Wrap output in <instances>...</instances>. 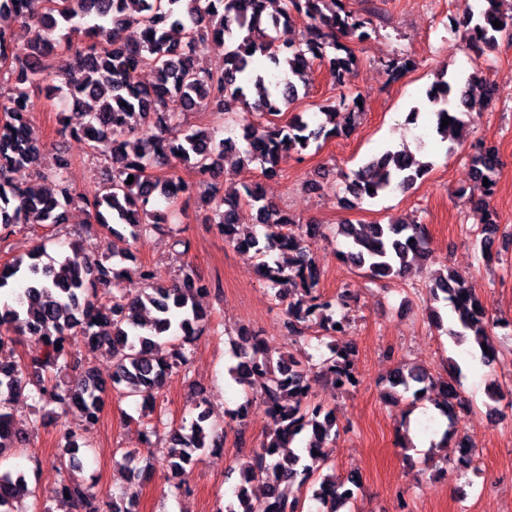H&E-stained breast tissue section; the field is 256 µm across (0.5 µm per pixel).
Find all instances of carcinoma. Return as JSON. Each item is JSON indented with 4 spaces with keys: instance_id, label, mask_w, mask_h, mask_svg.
Masks as SVG:
<instances>
[{
    "instance_id": "carcinoma-1",
    "label": "carcinoma",
    "mask_w": 512,
    "mask_h": 512,
    "mask_svg": "<svg viewBox=\"0 0 512 512\" xmlns=\"http://www.w3.org/2000/svg\"><path fill=\"white\" fill-rule=\"evenodd\" d=\"M183 2L0 0V15H12L19 23L16 30L0 29V71L11 83L9 92L0 94V234L6 237L28 224H63L67 208L78 201L67 180L73 160L59 152L44 161L45 145L29 120L33 89L48 97L57 90L48 60L62 42L73 54L62 84L87 117L82 133L90 149L112 163V179L92 198H84L101 230L104 248L99 254L87 256L83 247L74 246L72 254L45 262L46 242L41 241L26 256L0 268V289L10 279L19 286L0 302V351L12 346L17 335L28 334L39 344L38 353L23 365L0 356V459L12 451L16 437L11 401L26 393L56 404L61 417L76 412L88 422L98 419L105 385L72 355V337L77 334L89 348L108 351L112 388L124 397L142 399L148 413L154 411L169 373L187 367L188 348L209 321L208 312L197 303L206 284L191 266L183 268L179 283L168 286L157 281L152 267L141 265L137 274L147 288L131 297L114 295L109 305L98 302V290L126 273L122 263L131 241L167 232L174 245L188 252L189 241L178 237L170 224L194 194L212 209L208 221L224 241L251 255L261 269L260 277L282 306L288 335L296 337L308 324L318 323L329 339V355L321 358L318 374L342 389L354 384L351 352L335 343L337 335L349 332V301L344 294L331 298L320 293V273L304 243L319 225L296 223L265 201L256 184L222 195L212 177L228 151L238 152L243 166L258 161L265 175H278L290 152L300 153L354 126L362 114L360 96L354 97L351 109L321 106L325 120L316 127L299 114L285 125L249 123L243 127L241 150L233 139L217 140L203 129L183 127V116L203 107L220 112L226 96L252 115L277 116L298 100L300 88L310 86L316 64L327 65L336 82L344 83L356 64L352 44L370 36L374 13L351 11L344 0H284L275 13L266 11L269 0H190L186 8ZM295 17L306 20L301 38L277 42L274 33ZM464 18L469 45L491 47L499 35L512 30V0H484L477 14L464 8ZM495 20L500 27L493 26ZM204 37L223 52V67L217 71L199 67L193 55L196 41ZM20 40L26 45L22 58L11 52ZM258 55L269 60L271 70L252 67ZM143 68L156 72L153 85L139 84L137 74ZM478 88L486 91L487 101L495 98L497 87L478 71L463 80L441 73L412 107L410 120L425 112L433 132L446 139L451 131L459 139L467 128L466 110L476 104L472 91ZM446 117L450 121L444 126ZM173 162L193 168L198 186L155 174ZM500 165L494 144L478 145L472 167L474 184L483 194L468 196L462 189L459 196L475 206L487 205ZM23 166L33 167L38 184L21 187L13 182L12 171ZM429 169L430 163L415 161L405 150L388 149L354 173L345 202L354 206L405 190ZM130 176L134 181L129 184ZM243 202L256 210L262 234L238 220ZM495 224L490 219L474 242L485 258L493 251ZM340 233L347 240L343 259L373 280L404 274L429 245L426 227L414 223L343 224ZM428 301H443L454 314L447 332L455 344L470 342L485 366L496 360L491 340L498 322L487 315L462 274L435 278ZM241 338L248 347L236 352L237 363L229 375L245 391L264 399L275 429L241 468L242 482L260 478L266 494L251 498L241 487L217 512H303L300 493L307 484L321 512H342L354 502L360 477L337 480L321 474L328 466L325 445L336 437V417L310 396L309 361L291 354L275 356L259 335L243 331ZM462 377V367L453 359L448 360L446 380L416 366H399L391 375L395 402L408 392L435 391L441 396L436 407L448 420V429L436 449L445 463L448 440L456 434ZM196 408L199 412L189 425L171 431L165 449L178 489L185 485L180 476L195 453L221 447L210 411L200 404ZM301 435L304 446L292 450ZM79 448L77 431L64 426L59 458L72 462ZM56 497L70 512H100L94 487L73 476L61 484ZM36 501L25 471H0V512H52Z\"/></svg>"
}]
</instances>
